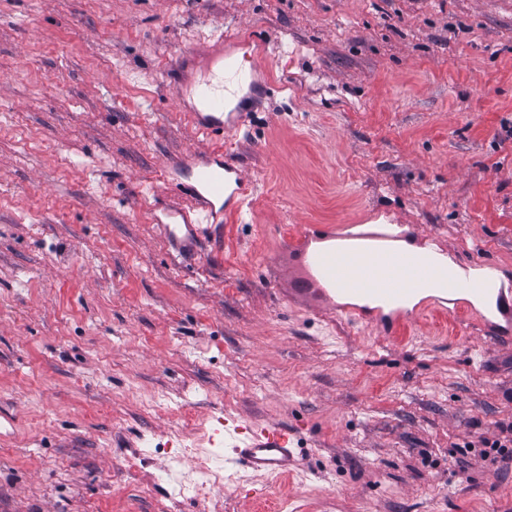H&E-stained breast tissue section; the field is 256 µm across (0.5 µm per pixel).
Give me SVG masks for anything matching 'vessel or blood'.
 Here are the masks:
<instances>
[{"instance_id": "vessel-or-blood-1", "label": "vessel or blood", "mask_w": 512, "mask_h": 512, "mask_svg": "<svg viewBox=\"0 0 512 512\" xmlns=\"http://www.w3.org/2000/svg\"><path fill=\"white\" fill-rule=\"evenodd\" d=\"M247 39L252 46L251 64L242 67L232 56L223 61L225 78L197 81L193 92L198 102L188 118L204 148L192 152L190 158H177L169 163L175 171L172 181L185 205L164 207L154 222L168 242L180 240L182 229L191 228L190 207L205 204L211 223L223 224L225 218L241 213L254 184L239 167L225 163V139L245 131L244 115L232 111L239 93L255 87L258 76L265 74L261 59L266 54L265 38L240 33L220 34V41ZM315 230L302 226L290 242L288 257L274 256L275 264H287L296 281L301 303L328 315L338 309L337 293L378 295L400 301L407 295L421 296L423 310H437L435 293L440 283H447L453 294L490 292V284L475 285L463 278L442 280L439 269L413 256L394 251L391 234L379 230L367 233H343L339 241L325 249L312 248ZM287 431L271 426L228 425L224 443L231 448L233 462L251 468L258 474H290L295 463Z\"/></svg>"}]
</instances>
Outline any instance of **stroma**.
Segmentation results:
<instances>
[{"instance_id": "obj_1", "label": "stroma", "mask_w": 512, "mask_h": 512, "mask_svg": "<svg viewBox=\"0 0 512 512\" xmlns=\"http://www.w3.org/2000/svg\"><path fill=\"white\" fill-rule=\"evenodd\" d=\"M246 28L276 87L224 144L253 201L178 257L150 210L196 138L164 73ZM381 218L512 301V0H0V512H512V467L459 453L512 425L481 311L393 341L278 290L296 226ZM228 419L288 429L297 470L233 465ZM224 480L220 467L206 461H200L195 469L183 475L182 489L199 498H205L211 487Z\"/></svg>"}]
</instances>
